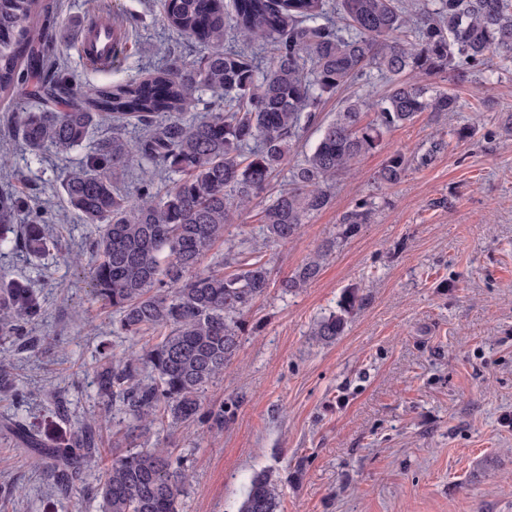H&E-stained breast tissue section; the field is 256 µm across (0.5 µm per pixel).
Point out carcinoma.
<instances>
[{
    "label": "carcinoma",
    "instance_id": "1",
    "mask_svg": "<svg viewBox=\"0 0 512 512\" xmlns=\"http://www.w3.org/2000/svg\"><path fill=\"white\" fill-rule=\"evenodd\" d=\"M162 20L204 51L191 61L170 53L164 68L141 81L85 88L60 64L78 30L62 20L58 0H0V98L38 104L33 112L4 108L12 137L38 160L47 150L68 155L96 126L110 129L58 179L83 222L103 225L88 266L92 298L112 309L115 333L137 341L157 337L138 354L104 352L92 379L99 399L127 411L120 440L132 445L112 457L93 487L100 512H179L183 460L151 445L146 425L165 418L224 425V409L206 405L204 393L237 355L246 316L271 284L260 255L233 274L224 273L222 261L208 269L201 263L224 241L234 214L274 180L303 129L317 123L322 104L370 68L389 76L382 98L368 91L320 126L318 143L292 168L291 187L259 212L266 245L288 242L326 209L336 175L378 149L384 133L424 112L456 111L454 93L430 94L418 79L482 71L494 53L512 62V0H428L416 14L400 0H336L334 16L324 0H164ZM99 28L112 32L116 47L128 35L103 16L86 31ZM231 30L242 44L224 46ZM255 41L269 47L266 67L250 47ZM493 75L488 70L486 80ZM200 91L210 92V100ZM365 108L376 118L363 126ZM128 125L142 133L135 144L122 133ZM445 147L434 139L411 161L428 166ZM137 160L153 168L131 197L120 180ZM411 161L391 155L378 179L399 182ZM12 179L6 174L0 181V250L41 253L50 244L43 210L23 201ZM372 214V202H359L339 224L338 238L350 237ZM324 259L315 253L281 287L304 288ZM358 305V293L346 290L311 335L335 342ZM40 316L26 281L0 277V336L22 350L34 348L40 340L30 332ZM75 425L62 448L19 420L6 425L17 448L43 459L44 477L63 499L87 484L104 452L95 424ZM279 506L272 473H255L240 512H279Z\"/></svg>",
    "mask_w": 512,
    "mask_h": 512
}]
</instances>
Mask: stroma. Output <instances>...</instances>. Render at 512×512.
Wrapping results in <instances>:
<instances>
[{
	"instance_id": "35a3bbf8",
	"label": "stroma",
	"mask_w": 512,
	"mask_h": 512,
	"mask_svg": "<svg viewBox=\"0 0 512 512\" xmlns=\"http://www.w3.org/2000/svg\"><path fill=\"white\" fill-rule=\"evenodd\" d=\"M59 3L82 23L109 10L129 30L107 67L90 66L81 45L68 48L67 69L81 85L139 80L167 51L197 53L164 28L162 0ZM491 63L499 79L490 84L469 69L452 82L427 78L429 90L457 95V111L426 112L386 133L380 149L337 175L329 207L267 249L272 283L247 316L235 361L205 391L207 404L224 409L223 428L199 436L167 420L149 433L190 473L181 512H238L252 475L266 469L281 481L280 512H512V65ZM388 87L376 71L345 85L322 105L320 123ZM462 125L471 136L460 142L451 132ZM436 136L448 145L431 165L408 168L395 184L379 180L392 152L413 155ZM84 153L77 148L65 162ZM6 156L14 189L46 207L59 244L0 259L29 279L43 307L35 334L51 343L18 352L0 340L29 393L19 406L0 395V423L16 417L60 443L73 419L96 420L112 448L128 417L103 410L90 381L102 346L120 354L132 343L113 333L110 311L90 293L88 250L99 227L82 223L57 193L64 161L50 154L32 163L12 148ZM364 199L375 203L371 222L337 239L343 215ZM264 203L234 215L206 264L230 243L250 254ZM319 250L327 256L315 280L283 291L281 280ZM347 288L361 306L334 343L317 342L312 324ZM7 491L8 512H98L90 492L55 495L37 459L0 427V495Z\"/></svg>"
}]
</instances>
